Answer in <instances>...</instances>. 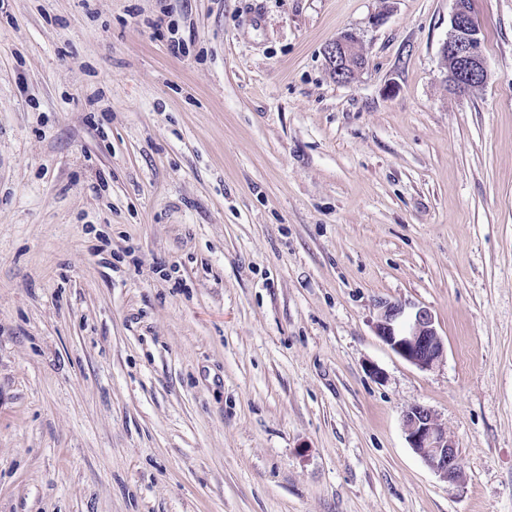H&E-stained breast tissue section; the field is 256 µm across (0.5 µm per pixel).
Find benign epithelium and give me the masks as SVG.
Segmentation results:
<instances>
[{"mask_svg": "<svg viewBox=\"0 0 512 512\" xmlns=\"http://www.w3.org/2000/svg\"><path fill=\"white\" fill-rule=\"evenodd\" d=\"M454 2L448 38L440 54L448 88L464 94L487 82L488 69L472 0ZM359 44L356 33L345 31L325 47L327 67L337 80L348 83L367 66L368 58ZM379 308L376 335L396 354L421 370H431L443 360L445 343L430 309L420 307L408 314L404 305L387 301L379 303ZM402 426L410 448L427 467L444 480L460 478L459 450L431 408L410 406L403 414Z\"/></svg>", "mask_w": 512, "mask_h": 512, "instance_id": "7a95c632", "label": "benign epithelium"}]
</instances>
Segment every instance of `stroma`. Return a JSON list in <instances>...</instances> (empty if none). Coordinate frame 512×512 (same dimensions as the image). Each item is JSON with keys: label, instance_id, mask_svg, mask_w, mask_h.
<instances>
[{"label": "stroma", "instance_id": "1", "mask_svg": "<svg viewBox=\"0 0 512 512\" xmlns=\"http://www.w3.org/2000/svg\"><path fill=\"white\" fill-rule=\"evenodd\" d=\"M474 8L461 95L454 0H0V512H512V0ZM454 2L448 38L440 54L447 70L448 88L464 94L485 84L489 74L472 0ZM359 44L356 33L345 31L325 47L327 67L338 81L349 83L367 66L368 58L361 52ZM374 324L376 335L396 354L421 370H431L446 353L435 316L426 307L407 314L406 307L383 301ZM406 439L427 467L447 481L460 478L459 450L435 412L422 404L407 408L402 417Z\"/></svg>", "mask_w": 512, "mask_h": 512}]
</instances>
